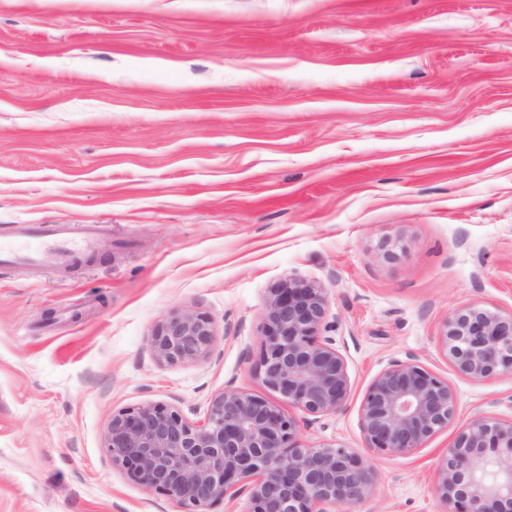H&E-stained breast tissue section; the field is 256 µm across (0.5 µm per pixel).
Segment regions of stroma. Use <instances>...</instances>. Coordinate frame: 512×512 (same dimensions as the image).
I'll return each mask as SVG.
<instances>
[{
  "label": "stroma",
  "instance_id": "35a3bbf8",
  "mask_svg": "<svg viewBox=\"0 0 512 512\" xmlns=\"http://www.w3.org/2000/svg\"><path fill=\"white\" fill-rule=\"evenodd\" d=\"M20 224L98 239L0 262V512H180L113 467L108 424L146 402L200 421L227 385L364 457L351 512H444L460 426L512 420V373L467 378L437 340L458 310L512 312V0H0V235ZM288 276L325 288L352 383L310 426L257 369ZM185 310L211 357L158 363ZM408 353L457 418L371 451L362 398Z\"/></svg>",
  "mask_w": 512,
  "mask_h": 512
}]
</instances>
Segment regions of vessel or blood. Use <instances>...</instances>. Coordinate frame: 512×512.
Segmentation results:
<instances>
[{"label": "vessel or blood", "mask_w": 512, "mask_h": 512, "mask_svg": "<svg viewBox=\"0 0 512 512\" xmlns=\"http://www.w3.org/2000/svg\"><path fill=\"white\" fill-rule=\"evenodd\" d=\"M96 239V231L91 230L73 244L61 229L28 224L19 228L11 241L0 240V260L55 263L61 261L71 249H92Z\"/></svg>", "instance_id": "1"}]
</instances>
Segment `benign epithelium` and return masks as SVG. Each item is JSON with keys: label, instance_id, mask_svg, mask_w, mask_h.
I'll use <instances>...</instances> for the list:
<instances>
[{"label": "benign epithelium", "instance_id": "benign-epithelium-1", "mask_svg": "<svg viewBox=\"0 0 512 512\" xmlns=\"http://www.w3.org/2000/svg\"><path fill=\"white\" fill-rule=\"evenodd\" d=\"M325 289L286 277L270 288L257 368L263 384L309 416L347 408L351 378L327 324ZM212 322L185 310L162 321L149 340L155 359L176 365L206 359ZM438 342L456 370L476 381L512 372V313L472 307L448 318ZM456 417L448 381L412 354L394 359L360 405L367 448L409 455ZM112 466L181 512L245 498L244 512H347L371 496L375 474L336 441L308 445L296 418L230 386L215 394L204 422L173 404L147 402L112 413L103 443ZM435 494L448 512H512V421L478 417L461 427L439 462Z\"/></svg>", "mask_w": 512, "mask_h": 512}]
</instances>
